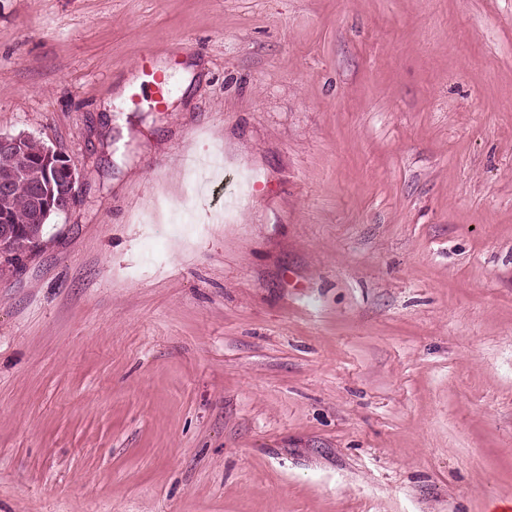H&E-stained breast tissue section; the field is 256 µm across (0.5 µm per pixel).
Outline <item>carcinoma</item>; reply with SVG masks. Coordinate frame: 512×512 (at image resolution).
Listing matches in <instances>:
<instances>
[{
    "label": "carcinoma",
    "mask_w": 512,
    "mask_h": 512,
    "mask_svg": "<svg viewBox=\"0 0 512 512\" xmlns=\"http://www.w3.org/2000/svg\"><path fill=\"white\" fill-rule=\"evenodd\" d=\"M44 152L45 148L28 140L23 160L0 153V217L8 220L10 228V234L0 240V253L7 254L0 261L12 266L21 264L38 247L46 224L38 213L37 191L50 186L55 197L66 194L59 185H50L46 171L36 166Z\"/></svg>",
    "instance_id": "cac0c4a2"
}]
</instances>
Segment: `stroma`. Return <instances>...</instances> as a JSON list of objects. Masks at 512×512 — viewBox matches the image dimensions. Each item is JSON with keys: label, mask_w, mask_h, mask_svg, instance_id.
Returning <instances> with one entry per match:
<instances>
[{"label": "stroma", "mask_w": 512, "mask_h": 512, "mask_svg": "<svg viewBox=\"0 0 512 512\" xmlns=\"http://www.w3.org/2000/svg\"><path fill=\"white\" fill-rule=\"evenodd\" d=\"M19 133L0 512H512V0H0ZM24 137L23 136H0V152L23 155ZM45 147H38L28 137L25 143V160L29 162L25 165L24 161L13 154L0 153V223L9 225L10 234L3 241L0 239V253L4 252L8 256L1 258V263L10 265L21 264L23 258L32 253L39 244V239L43 227L48 220V215L52 210L61 208L60 201L66 194L59 185L67 186V195L65 196V206L62 209L69 208L76 199L75 185L76 172L70 161L54 150H47ZM42 158V159H41ZM41 159L42 165L51 173L53 183L52 192L41 190L46 187L48 190L50 179L42 167L35 166L36 161ZM39 192L38 205L40 213L48 215L41 218L38 213L37 191ZM7 225L0 226L1 234L4 236V230Z\"/></svg>", "instance_id": "stroma-1"}]
</instances>
